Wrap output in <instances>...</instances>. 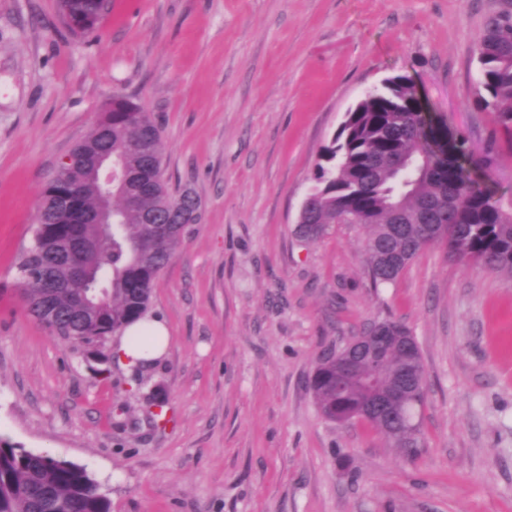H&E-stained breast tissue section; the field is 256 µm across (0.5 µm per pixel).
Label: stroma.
<instances>
[{
	"instance_id": "1",
	"label": "stroma",
	"mask_w": 512,
	"mask_h": 512,
	"mask_svg": "<svg viewBox=\"0 0 512 512\" xmlns=\"http://www.w3.org/2000/svg\"><path fill=\"white\" fill-rule=\"evenodd\" d=\"M503 0H112L96 35L57 0H0V438L84 466L111 512H512V283L427 246L372 286L361 228L296 237L313 175L364 92L410 75L512 203V133L477 105L474 40ZM161 131L191 225L151 292L165 356L52 335L15 260L59 160L113 92ZM390 318L427 371L418 455L324 418L319 353ZM163 387V410L151 394Z\"/></svg>"
}]
</instances>
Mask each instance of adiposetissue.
<instances>
[{"label":"adipose tissue","mask_w":512,"mask_h":512,"mask_svg":"<svg viewBox=\"0 0 512 512\" xmlns=\"http://www.w3.org/2000/svg\"><path fill=\"white\" fill-rule=\"evenodd\" d=\"M169 342L166 323L160 319L144 317L121 330L114 352L129 365H148L165 355Z\"/></svg>","instance_id":"1"}]
</instances>
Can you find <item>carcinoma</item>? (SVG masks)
<instances>
[{
  "instance_id": "1",
  "label": "carcinoma",
  "mask_w": 512,
  "mask_h": 512,
  "mask_svg": "<svg viewBox=\"0 0 512 512\" xmlns=\"http://www.w3.org/2000/svg\"><path fill=\"white\" fill-rule=\"evenodd\" d=\"M67 31L94 35L108 0H58ZM478 105L512 129V6L488 15L475 38ZM160 130L149 114L122 95L112 96L108 112L90 135L72 149V164L55 169L46 183L33 242L16 262L30 315L55 335L94 347L146 314L154 281L182 243L190 218L170 223L173 211L195 198L189 189L170 191L160 150ZM112 155L122 179L107 187L99 178L101 156ZM314 174L316 185L295 233L313 241L334 223L367 231L364 244L373 285L394 282L428 245L442 241L448 254L512 278V210L477 172L495 165L490 149L476 151L468 139L431 114L407 75L385 79L345 114ZM112 193V225L86 220ZM75 235L93 245L87 258L91 278L105 294L88 299L84 276L70 264L52 269L59 288L46 287L38 270L60 239ZM355 336L339 349L323 352L310 388L322 415L333 421L364 420L365 408L384 399L391 411L367 423L399 448L416 452L420 429L416 412L427 393L404 392L393 371L404 350L382 346L375 385ZM350 356L349 386H336V357ZM0 512H111L96 479L67 460L27 451L0 440Z\"/></svg>"
}]
</instances>
